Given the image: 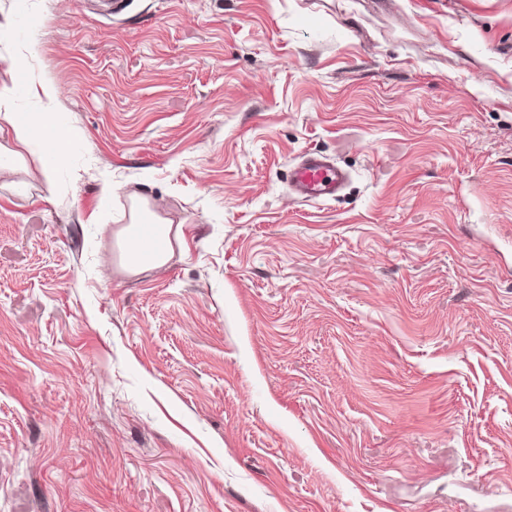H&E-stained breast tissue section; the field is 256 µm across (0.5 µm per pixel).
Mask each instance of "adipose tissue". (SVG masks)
<instances>
[{
  "mask_svg": "<svg viewBox=\"0 0 512 512\" xmlns=\"http://www.w3.org/2000/svg\"><path fill=\"white\" fill-rule=\"evenodd\" d=\"M0 67L25 76L23 85L0 86V123L9 127L16 144L11 158L22 165L34 163L44 177H52L64 165L68 147L76 136L68 127L46 123L58 105L57 85L51 78L30 75L29 56L25 53L0 51ZM21 93L36 99L39 110L24 115L15 112L13 102ZM170 231V224L152 210L148 200L134 201L129 224L116 233L119 267L136 276L165 265L170 258Z\"/></svg>",
  "mask_w": 512,
  "mask_h": 512,
  "instance_id": "1",
  "label": "adipose tissue"
}]
</instances>
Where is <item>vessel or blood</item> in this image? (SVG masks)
<instances>
[{"mask_svg":"<svg viewBox=\"0 0 512 512\" xmlns=\"http://www.w3.org/2000/svg\"><path fill=\"white\" fill-rule=\"evenodd\" d=\"M349 179L346 169L334 164L329 157L309 152L290 168L288 186L292 194L303 201L326 200L336 196Z\"/></svg>","mask_w":512,"mask_h":512,"instance_id":"1","label":"vessel or blood"}]
</instances>
